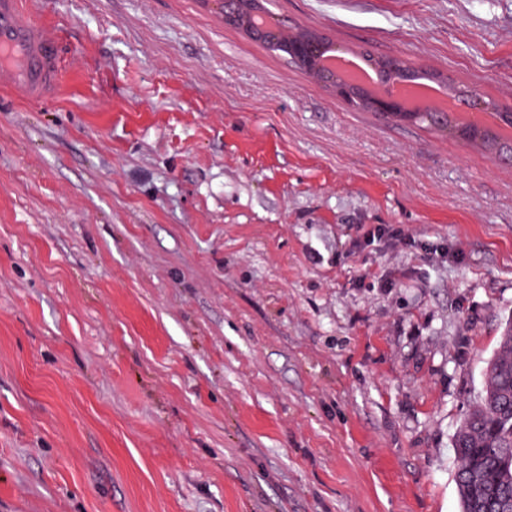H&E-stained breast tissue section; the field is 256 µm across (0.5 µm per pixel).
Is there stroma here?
<instances>
[{"label": "stroma", "mask_w": 512, "mask_h": 512, "mask_svg": "<svg viewBox=\"0 0 512 512\" xmlns=\"http://www.w3.org/2000/svg\"><path fill=\"white\" fill-rule=\"evenodd\" d=\"M38 8L60 93L0 92V512H460L512 166L347 107L222 0ZM269 8L512 106V0ZM384 238L393 247H405L415 243L412 234L399 228H389L378 225L367 233L368 242Z\"/></svg>", "instance_id": "1"}]
</instances>
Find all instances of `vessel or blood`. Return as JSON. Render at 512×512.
Masks as SVG:
<instances>
[{"mask_svg":"<svg viewBox=\"0 0 512 512\" xmlns=\"http://www.w3.org/2000/svg\"><path fill=\"white\" fill-rule=\"evenodd\" d=\"M35 14L31 0H0V91L29 102L50 100L61 86L59 32Z\"/></svg>","mask_w":512,"mask_h":512,"instance_id":"1","label":"vessel or blood"}]
</instances>
